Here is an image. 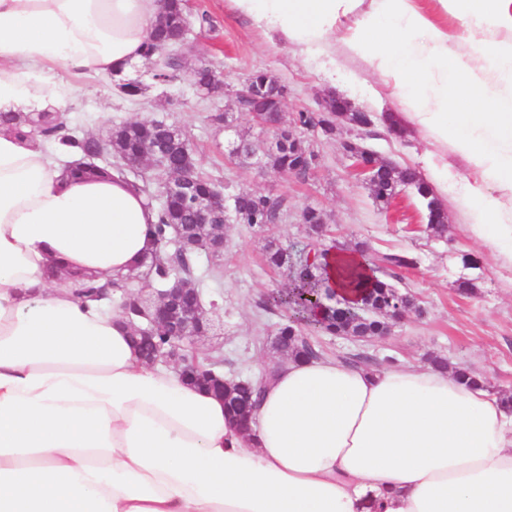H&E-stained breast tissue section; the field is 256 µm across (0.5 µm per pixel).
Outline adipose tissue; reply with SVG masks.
I'll return each mask as SVG.
<instances>
[{"mask_svg": "<svg viewBox=\"0 0 512 512\" xmlns=\"http://www.w3.org/2000/svg\"><path fill=\"white\" fill-rule=\"evenodd\" d=\"M234 2L283 42L337 36L392 76L408 110L390 128L464 160L467 230L512 270V39L496 37L512 0H439L467 54L414 0ZM160 9L0 0V112L65 108L57 66L130 77ZM71 153L0 124V512H512V409L452 371L290 356L260 373L244 432L222 398L142 360L119 307L72 288L125 275L157 215L120 178L64 177L55 158Z\"/></svg>", "mask_w": 512, "mask_h": 512, "instance_id": "1", "label": "adipose tissue"}]
</instances>
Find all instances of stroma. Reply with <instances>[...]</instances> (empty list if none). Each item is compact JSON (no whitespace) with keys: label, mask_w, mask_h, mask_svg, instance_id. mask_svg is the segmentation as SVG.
Wrapping results in <instances>:
<instances>
[{"label":"stroma","mask_w":512,"mask_h":512,"mask_svg":"<svg viewBox=\"0 0 512 512\" xmlns=\"http://www.w3.org/2000/svg\"><path fill=\"white\" fill-rule=\"evenodd\" d=\"M188 21L184 55L191 64L209 61L222 74L224 90L218 96L195 98L181 76L157 83L143 65L132 75L143 87L135 102L126 99L111 78H77L59 67L52 79L77 89L62 114L65 133L104 137L125 122L175 124L185 131L199 170L225 195L246 189L287 198L281 221L263 230L229 220L222 257L200 262L197 286L204 301L219 305L214 333L224 340L225 376H255L279 359L273 340L283 313L266 309L265 304L271 294L287 292L289 281L285 272L265 265L264 248L272 241L293 252L301 250L308 241L301 213L313 207L326 221L324 245L362 242L369 258L388 251L414 256L415 268L396 272L392 279L425 310L424 317L395 323L382 338L353 342L340 336L319 337L327 358L361 354L383 368L393 359L423 366L428 356L437 355L449 365L470 366L494 390L512 392V272L494 266L463 232L472 218L456 200L457 185L452 182L436 192L446 209L448 228L444 235L434 236L425 230L427 212L414 193L404 192L389 207H381L343 149L345 142L356 141L379 158L422 170L426 144L421 133L411 130L400 137L387 128L389 116L406 109L392 79L339 39L327 40L319 50L274 40L240 15L233 0H191ZM256 70L271 72L284 85L286 118L320 112L329 96L338 95L372 115L370 134L359 135L344 123L330 138L317 128L300 129L318 155L315 168L303 178L270 167L260 169L229 154L228 143L246 141L260 154L274 139L273 132L258 128L236 102L237 90ZM216 111L226 113L228 125L212 122ZM465 281L473 283V292L461 291Z\"/></svg>","instance_id":"obj_1"}]
</instances>
